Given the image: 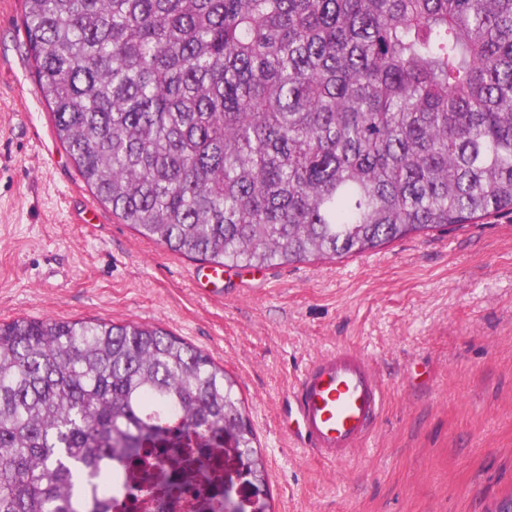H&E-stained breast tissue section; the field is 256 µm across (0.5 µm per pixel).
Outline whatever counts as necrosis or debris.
I'll use <instances>...</instances> for the list:
<instances>
[{
    "label": "necrosis or debris",
    "instance_id": "1",
    "mask_svg": "<svg viewBox=\"0 0 512 512\" xmlns=\"http://www.w3.org/2000/svg\"><path fill=\"white\" fill-rule=\"evenodd\" d=\"M223 445L200 448L181 437L178 447L148 444L113 463L109 512H224Z\"/></svg>",
    "mask_w": 512,
    "mask_h": 512
}]
</instances>
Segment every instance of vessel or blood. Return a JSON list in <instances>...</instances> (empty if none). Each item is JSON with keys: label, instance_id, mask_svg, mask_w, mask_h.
Returning <instances> with one entry per match:
<instances>
[{"label": "vessel or blood", "instance_id": "1", "mask_svg": "<svg viewBox=\"0 0 512 512\" xmlns=\"http://www.w3.org/2000/svg\"><path fill=\"white\" fill-rule=\"evenodd\" d=\"M296 397L309 449L337 461L366 443L383 405L369 360L346 347L311 360L296 383Z\"/></svg>", "mask_w": 512, "mask_h": 512}]
</instances>
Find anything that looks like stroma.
Instances as JSON below:
<instances>
[{
	"label": "stroma",
	"mask_w": 512,
	"mask_h": 512,
	"mask_svg": "<svg viewBox=\"0 0 512 512\" xmlns=\"http://www.w3.org/2000/svg\"><path fill=\"white\" fill-rule=\"evenodd\" d=\"M22 0H0V322H134L209 354L236 382L265 480L226 470L229 512H493L512 496V214L363 254L265 269L201 295L193 260L121 223L57 140L36 95ZM99 214L81 223L85 208ZM343 345L384 388L348 460L280 423L304 366Z\"/></svg>",
	"instance_id": "stroma-1"
}]
</instances>
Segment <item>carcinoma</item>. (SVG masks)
<instances>
[{"label":"carcinoma","instance_id":"obj_1","mask_svg":"<svg viewBox=\"0 0 512 512\" xmlns=\"http://www.w3.org/2000/svg\"><path fill=\"white\" fill-rule=\"evenodd\" d=\"M36 94L101 203L267 267L512 213V0H23ZM235 382L158 327L0 322V512H104L164 424L251 452Z\"/></svg>","mask_w":512,"mask_h":512}]
</instances>
